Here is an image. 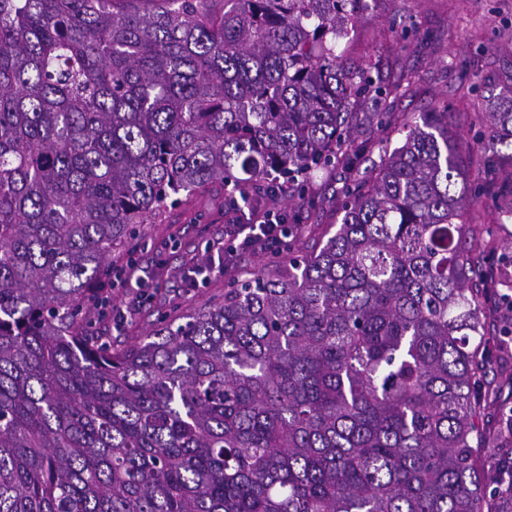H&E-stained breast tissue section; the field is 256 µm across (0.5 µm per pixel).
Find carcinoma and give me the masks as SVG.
<instances>
[{"instance_id":"carcinoma-1","label":"carcinoma","mask_w":512,"mask_h":512,"mask_svg":"<svg viewBox=\"0 0 512 512\" xmlns=\"http://www.w3.org/2000/svg\"><path fill=\"white\" fill-rule=\"evenodd\" d=\"M0 0V512H512L481 491L479 391L512 215V89L471 141L448 104L355 177L376 86L356 0ZM340 168V222L122 348L112 266L219 185L264 213ZM319 236L326 241L307 250ZM489 209L484 206V203H471L463 212L462 220H472L478 215H484L486 222L493 221V242L495 246V259L499 256L506 259H512V218L502 217L504 224H499L495 219L496 214H489Z\"/></svg>"}]
</instances>
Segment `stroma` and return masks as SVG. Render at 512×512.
<instances>
[{
    "mask_svg": "<svg viewBox=\"0 0 512 512\" xmlns=\"http://www.w3.org/2000/svg\"><path fill=\"white\" fill-rule=\"evenodd\" d=\"M336 53L347 61L374 62L372 76L384 85L396 83L403 70H415V95L394 103L406 126L445 101L455 111L457 132L468 138L491 94L512 81V0H362L355 28L337 43ZM343 181L341 172L319 170L312 178L314 201L283 194L267 206L299 215L305 224H332ZM250 221L249 212L225 210L223 200L215 198L170 209L164 223L143 225L129 272L145 284L113 288L99 334L118 346L132 342L150 324L220 297L225 279L238 268L266 265L270 255L246 254L210 273L207 281L185 277L187 268L223 241L225 225Z\"/></svg>",
    "mask_w": 512,
    "mask_h": 512,
    "instance_id": "35a3bbf8",
    "label": "stroma"
}]
</instances>
